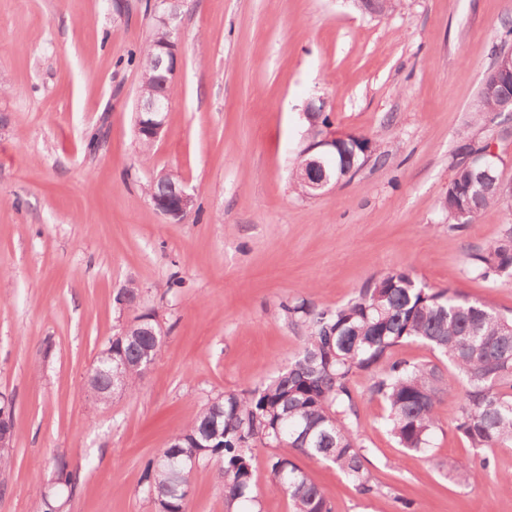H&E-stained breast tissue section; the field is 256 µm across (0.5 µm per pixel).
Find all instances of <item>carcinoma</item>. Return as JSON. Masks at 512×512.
I'll list each match as a JSON object with an SVG mask.
<instances>
[{
  "label": "carcinoma",
  "instance_id": "obj_1",
  "mask_svg": "<svg viewBox=\"0 0 512 512\" xmlns=\"http://www.w3.org/2000/svg\"><path fill=\"white\" fill-rule=\"evenodd\" d=\"M170 39V30L152 22L139 51L131 54L141 72L140 92L146 98L168 99L175 87L164 83L157 66V46ZM507 98L481 88L473 104L478 124L494 120ZM466 139L457 147L453 176L440 201L452 228L474 223L490 204L512 197L495 194L498 169L485 175L483 160ZM371 137L354 136L337 146L336 177L351 164L360 166L376 154ZM316 173L302 167L293 176L295 190L309 194ZM177 177L159 175L150 182L149 198L172 195ZM472 268L483 278L512 272V227L499 241L469 254ZM288 317L305 327L301 350L288 365L263 384L219 396L173 435L144 466L143 493L156 512H187L195 467H218L224 503L231 508L256 500L251 459L258 448H276L271 470L275 485L290 502L292 512H333L324 492L297 466L295 457H315L336 466L363 495L378 492L366 467V449L353 435L350 421L358 403L349 386L358 371L373 373L369 394L384 402L387 420L398 445L408 451H429L437 425V407L451 392L443 369L392 359L394 348L421 342L437 351L463 381L460 432L475 448H512V318L487 303L449 288H430L406 270H390L367 280L357 294L335 309L310 302L284 305ZM162 342L143 331L112 342V351L126 367L100 368L98 386L129 394L143 377L141 362L157 359ZM462 485L478 483L490 467L450 459L438 464ZM57 483L77 490L80 476L64 458L55 463Z\"/></svg>",
  "mask_w": 512,
  "mask_h": 512
}]
</instances>
